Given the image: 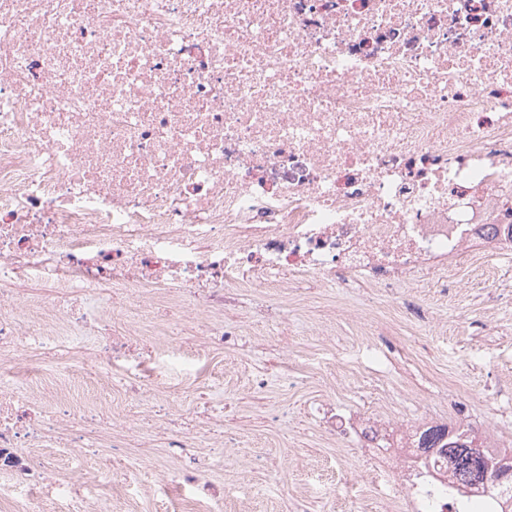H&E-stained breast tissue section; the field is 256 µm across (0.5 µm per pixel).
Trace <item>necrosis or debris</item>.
<instances>
[{"label": "necrosis or debris", "instance_id": "1", "mask_svg": "<svg viewBox=\"0 0 512 512\" xmlns=\"http://www.w3.org/2000/svg\"><path fill=\"white\" fill-rule=\"evenodd\" d=\"M484 257L512 286V0H0V471L35 486L39 448H125L106 408L68 388L75 339L111 325L96 377L138 346L137 378L183 344L118 321L104 290L160 307L210 349L238 339L225 308L249 291L292 296L315 279L360 280L389 297L433 273L456 283ZM40 281L64 289L21 296ZM393 318L364 322L362 363L384 366ZM318 403L330 445L367 452L359 478L387 476L384 503L356 512H455L443 449L468 425L389 419ZM112 469L75 471L51 497L85 512Z\"/></svg>", "mask_w": 512, "mask_h": 512}]
</instances>
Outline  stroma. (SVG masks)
<instances>
[{"label": "stroma", "instance_id": "obj_1", "mask_svg": "<svg viewBox=\"0 0 512 512\" xmlns=\"http://www.w3.org/2000/svg\"><path fill=\"white\" fill-rule=\"evenodd\" d=\"M462 285L442 291L437 277L422 287L405 289L404 295L422 305L428 324L430 352L421 359L403 356L404 344L413 343V322L396 319L393 343L388 349L392 377L385 409L435 418L453 416L454 400L438 386V379L468 389L472 399L467 415L474 430H492L502 446L512 445V409L504 410L498 394L512 389V290L498 295L494 318L476 311L477 299L488 288L475 263L463 265ZM299 300L276 313L275 295L247 293L235 311L242 334L236 344L215 350L205 371L187 364H164L160 387L177 393L184 408H195L201 398L224 400V426L236 434L231 448L214 447L201 434L188 449L199 459L206 479L221 484L239 479L233 496L215 504L190 494L180 484L163 481L152 462L130 469L105 504L106 512H334L336 471L359 464L362 451L352 444L337 448L317 433L307 411L316 394H327L336 404L352 406L357 384L341 375L334 347L319 336V307L336 309L335 336L339 342L356 338L375 301L364 300L355 288H325L306 282ZM294 355L293 384L273 380L274 365ZM127 424L145 423L144 432H130V442L140 437L162 444L169 425L155 414L152 393L125 406ZM50 473L53 484L66 482L78 465L87 469L125 466L123 453L108 448H77L63 453Z\"/></svg>", "mask_w": 512, "mask_h": 512}]
</instances>
